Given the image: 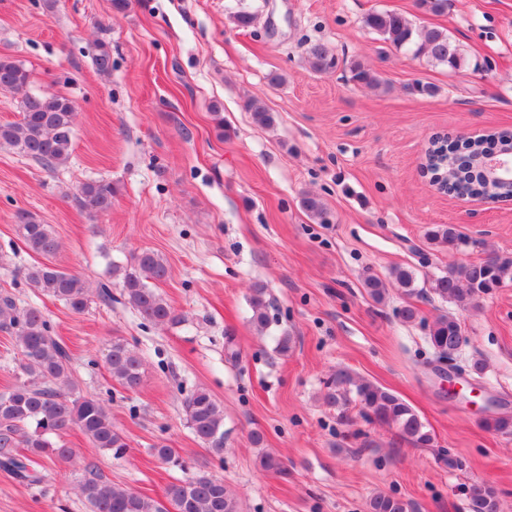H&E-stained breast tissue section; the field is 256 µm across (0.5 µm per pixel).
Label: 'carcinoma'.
I'll use <instances>...</instances> for the list:
<instances>
[{
    "label": "carcinoma",
    "instance_id": "1",
    "mask_svg": "<svg viewBox=\"0 0 512 512\" xmlns=\"http://www.w3.org/2000/svg\"><path fill=\"white\" fill-rule=\"evenodd\" d=\"M365 25L396 48L414 50L435 65L456 69L465 61L460 45L447 32L434 27L413 26L403 14L376 11L365 18ZM94 63L98 72L112 69L109 51L102 44L96 47ZM308 63L312 70L322 72L336 66V57L323 43L308 48ZM350 80L368 88L381 85L380 76L372 69L353 62L349 66ZM29 74L23 63L0 58V91L21 92L20 119L0 124V146L6 145L52 169L65 164L71 154L75 102L60 94L44 95L27 90ZM246 107L254 121L262 126L273 123L265 102L257 97ZM496 146L503 152L512 149V142L497 137L479 145L465 146L466 159L457 156L451 144L439 143L434 150L439 157V174L447 176L448 184L464 193L492 197L497 187L488 181L472 163L478 151ZM117 187L108 180L83 183L75 197L80 208L97 214L112 206ZM302 208L310 217L323 221L326 207L323 200L306 194ZM17 232L25 247L34 254L50 257L59 244L50 225L41 223L34 214L21 210L16 214ZM430 239L449 249L458 248L463 239L453 224L440 225L430 231ZM391 277L405 291L415 288V273L405 267H395ZM168 276L164 260L152 250H144L134 258V264L122 273V291L127 303L141 318L153 324H168L177 320L165 298L151 287ZM24 277L38 293L63 302L72 312L82 313L93 301L112 300L107 285L92 292L78 276L53 265L36 263L27 267ZM512 282V260L494 253L476 262L458 263L448 267L431 281V290L440 299L454 303L466 311L477 306L481 296ZM251 321L260 331L268 328L271 301L267 289L254 285L249 299ZM0 330L13 335L21 356L23 379L0 393V467L12 472L30 485L42 482L37 459L48 457L67 462L73 449L60 443L61 434L78 429L93 445L113 456L124 454L128 444L112 425V416L104 402L94 396L76 393L72 378L71 354L43 312L34 307H21L12 294L0 292ZM428 341L437 360L446 361L457 353L465 337L460 320L453 314H438L429 326ZM105 364L120 385L133 389L140 385L144 374L143 361L128 343L112 341L105 354ZM324 402L331 407H345L353 402L368 421L395 428L401 438L417 448L433 445V435L418 413L390 390L353 374L347 368L333 371L324 382ZM187 422L204 448L219 457L224 453V407L204 388H198L183 400ZM486 428L501 434H512V416H493L484 421ZM161 463L177 468L187 477L168 488L166 500L157 501L107 478L98 466L87 463L77 484L78 495L87 512H239L238 502L224 482L203 471H194L177 449L167 445L152 448ZM369 512H409V504L377 493L369 500ZM470 512H500L496 492L486 485H475L470 492Z\"/></svg>",
    "mask_w": 512,
    "mask_h": 512
}]
</instances>
